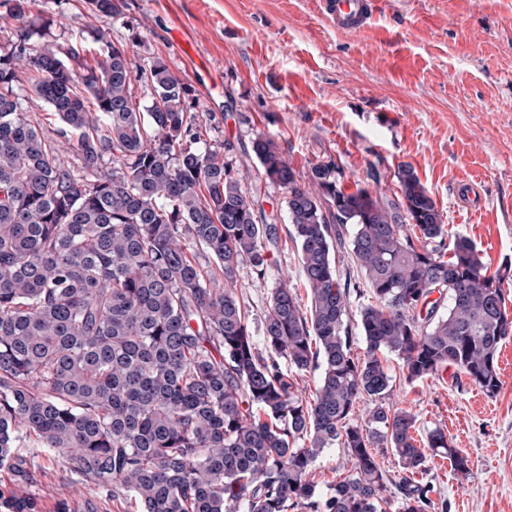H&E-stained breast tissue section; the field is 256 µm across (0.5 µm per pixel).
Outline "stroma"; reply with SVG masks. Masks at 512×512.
<instances>
[{
  "label": "stroma",
  "mask_w": 512,
  "mask_h": 512,
  "mask_svg": "<svg viewBox=\"0 0 512 512\" xmlns=\"http://www.w3.org/2000/svg\"><path fill=\"white\" fill-rule=\"evenodd\" d=\"M56 44H124L133 69L165 58L197 98L208 141L232 142L243 187L257 191L280 243L265 280L237 275L253 329L280 276L306 288L289 235L285 191L262 179L249 148L264 134L294 166L333 162L347 190L397 191L410 166L434 199L446 232L473 241L489 271L512 264V0H379L367 29L330 26L320 0H121L95 16L83 0H38ZM480 183V208L456 205ZM392 401L416 418L417 440L441 428L468 456L457 475L447 455L428 458L425 481L448 512H512V338L498 354L502 387L489 397L455 368L407 382L387 355Z\"/></svg>",
  "instance_id": "obj_1"
}]
</instances>
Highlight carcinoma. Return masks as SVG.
<instances>
[{
	"label": "carcinoma",
	"mask_w": 512,
	"mask_h": 512,
	"mask_svg": "<svg viewBox=\"0 0 512 512\" xmlns=\"http://www.w3.org/2000/svg\"><path fill=\"white\" fill-rule=\"evenodd\" d=\"M5 4L25 28L0 44V468L10 473L0 512H36L43 466L17 451L27 439L73 476L83 512H97L88 488L129 495L139 512H387L384 448L403 473L396 512L448 509L416 475L442 453L466 476L468 457L441 428L418 443L382 355H396L409 382L453 366L495 396L512 268L490 274L469 238L445 240L411 168L394 173V200L349 192L335 164L300 171L259 135L252 152L285 189L310 301L306 313L283 278L262 355L236 274L247 265L266 278L280 229L242 187L232 144L204 139L191 87L158 57L142 107L123 46L105 43L90 65L82 44L31 43L52 23L34 0ZM23 82L62 128L24 112ZM345 245L372 299L358 315L360 356L333 258ZM435 288L448 289L444 314L428 304ZM290 369L318 373L311 400ZM364 397L374 404L359 424ZM329 448L352 468L322 496L312 466Z\"/></svg>",
	"instance_id": "1"
}]
</instances>
